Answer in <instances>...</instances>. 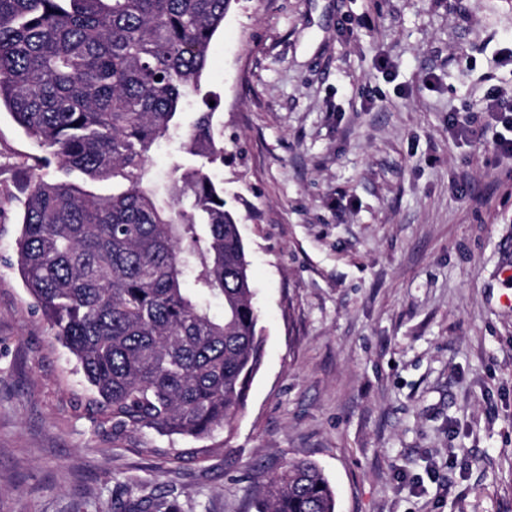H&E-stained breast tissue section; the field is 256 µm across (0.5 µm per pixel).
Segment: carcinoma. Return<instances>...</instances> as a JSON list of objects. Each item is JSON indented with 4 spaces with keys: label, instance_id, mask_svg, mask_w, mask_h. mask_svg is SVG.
Instances as JSON below:
<instances>
[{
    "label": "carcinoma",
    "instance_id": "cac0c4a2",
    "mask_svg": "<svg viewBox=\"0 0 512 512\" xmlns=\"http://www.w3.org/2000/svg\"><path fill=\"white\" fill-rule=\"evenodd\" d=\"M232 2L0 0V108L41 152L17 267L112 443L174 463L204 453L179 442L232 427L264 357L240 218L209 173L224 163L214 112L180 121ZM175 136L201 164L174 165L159 188L150 152ZM74 173L112 182V194L78 187ZM256 503L336 508L303 459L262 481Z\"/></svg>",
    "mask_w": 512,
    "mask_h": 512
}]
</instances>
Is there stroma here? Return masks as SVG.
Masks as SVG:
<instances>
[{
  "mask_svg": "<svg viewBox=\"0 0 512 512\" xmlns=\"http://www.w3.org/2000/svg\"><path fill=\"white\" fill-rule=\"evenodd\" d=\"M510 46L512 0H234L203 85L266 340L201 463L80 407L17 271L37 149L1 111L0 512H255L300 458L336 512H512V156L484 112Z\"/></svg>",
  "mask_w": 512,
  "mask_h": 512,
  "instance_id": "stroma-1",
  "label": "stroma"
}]
</instances>
